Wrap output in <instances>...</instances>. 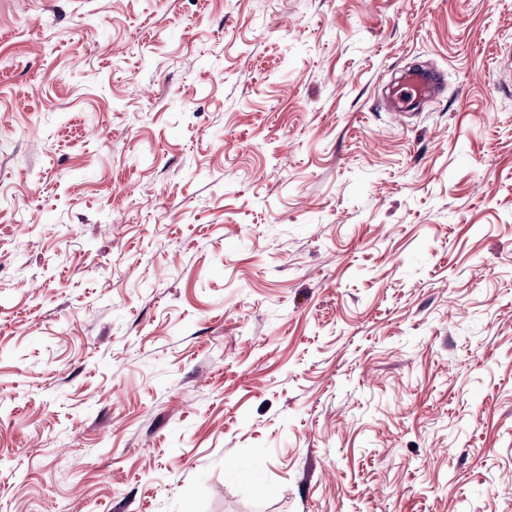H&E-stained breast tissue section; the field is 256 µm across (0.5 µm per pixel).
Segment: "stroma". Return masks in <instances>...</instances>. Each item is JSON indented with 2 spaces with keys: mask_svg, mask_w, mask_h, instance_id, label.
<instances>
[{
  "mask_svg": "<svg viewBox=\"0 0 512 512\" xmlns=\"http://www.w3.org/2000/svg\"><path fill=\"white\" fill-rule=\"evenodd\" d=\"M510 46L512 0H0V512H512ZM437 85L433 72L410 67L393 87L390 107L394 112H409L432 100L437 94Z\"/></svg>",
  "mask_w": 512,
  "mask_h": 512,
  "instance_id": "35a3bbf8",
  "label": "stroma"
}]
</instances>
